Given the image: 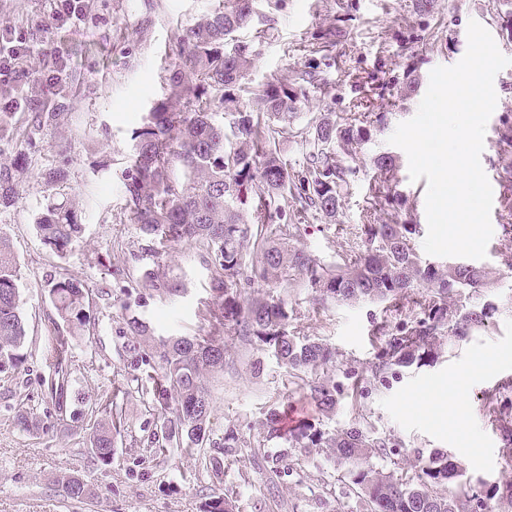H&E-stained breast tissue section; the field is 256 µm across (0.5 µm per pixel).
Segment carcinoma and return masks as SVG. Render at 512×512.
Returning a JSON list of instances; mask_svg holds the SVG:
<instances>
[{
    "instance_id": "1",
    "label": "carcinoma",
    "mask_w": 512,
    "mask_h": 512,
    "mask_svg": "<svg viewBox=\"0 0 512 512\" xmlns=\"http://www.w3.org/2000/svg\"><path fill=\"white\" fill-rule=\"evenodd\" d=\"M414 13L429 18L439 0H413ZM355 0H336L334 23L311 42V58L288 81L273 80L259 89L244 82L258 57L254 45L235 34L262 21L254 0H223L174 37L168 64L169 93L155 100L132 131L130 167L125 179L124 217L139 227L141 256L151 260L136 285L163 294L183 284L161 271L169 249L192 243L213 267L212 298L205 305L204 328L191 337L155 340L140 318H125L123 336L137 374L161 423L147 438L148 447L165 456L178 448L203 459V469L220 481L224 458L254 448L251 437L231 425L219 435L210 427L213 403L205 378L224 369V330L272 355L288 371L291 392L312 401L329 417L343 396L336 382V351L292 325L294 310L278 288L295 283L321 301L383 305L376 324L379 341L369 363L374 381L394 368L428 366L438 360L447 341H462L485 329L498 312L492 299L473 305L459 298L490 287L498 271H512V249L497 253L496 269L482 265L422 261L415 248L421 228L403 218L412 208L398 190L399 164L392 155L373 160L376 177L369 185L366 220L351 231V246L328 261L305 251L300 240L308 225L333 222L359 174L356 148L381 130L383 116L364 93L340 119L311 112L295 125L308 94L326 84L324 70L336 64L333 49L346 34ZM0 100L24 114L19 127L30 135L56 124L64 113L42 92L38 81L25 86L0 81ZM294 139L302 160L291 165L279 156V143ZM491 166L500 185L502 235L512 239V118L500 119L492 142ZM0 205L10 204L24 168L1 158ZM293 201L292 211L281 206ZM44 244L66 257L83 230L74 207L50 203L34 220ZM19 268L8 241L0 237V373L19 369L26 359L27 331L20 312ZM58 317L71 328L88 322L86 288L68 278L49 291ZM69 339L58 335L50 359L59 366ZM512 378L502 379L483 399L488 426L502 437L501 452L512 460V404L502 395ZM97 418L86 436V450L103 465L112 463L121 436L122 414L113 394L98 402ZM292 406L272 411L264 423L266 437H283ZM293 436L306 448H327L349 467L351 483L372 505V512H512V476L484 485L474 496L458 482L461 462L444 450L419 459L418 481L399 478L372 463L386 454L391 441L378 436L367 421L328 433L306 420L295 421ZM66 497L83 500L90 488L83 478L58 480ZM204 512H233L221 492L204 503Z\"/></svg>"
}]
</instances>
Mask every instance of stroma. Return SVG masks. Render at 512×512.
Returning <instances> with one entry per match:
<instances>
[{
  "label": "stroma",
  "mask_w": 512,
  "mask_h": 512,
  "mask_svg": "<svg viewBox=\"0 0 512 512\" xmlns=\"http://www.w3.org/2000/svg\"><path fill=\"white\" fill-rule=\"evenodd\" d=\"M80 13V26L55 29L46 0H0V31L8 29L37 48L33 76L42 79L53 68L54 56L43 47L60 43L70 73L79 76L58 109L68 115L65 128L49 125L32 139L0 141L6 152L25 160L28 172L15 199L0 207V236L7 239L19 265L21 312L27 327V359L19 370L0 373V512H201L203 502L223 489L234 512H370V504L349 492V476L325 448H299L280 438L267 441L263 452L285 455L278 476L268 477L257 458L231 457L222 482L199 469L196 458L171 449L158 460L144 448L143 438L154 429L157 414L146 395L127 387L131 371L124 354L122 328L129 315L139 316L155 338L195 335L203 324L202 310L209 302L212 269L193 246L181 244L165 258L167 276L180 280L183 291L175 297L142 288L123 287L115 268L138 277L141 233L120 220L125 205L123 171L128 166V140L154 98L165 85L168 54L175 29L211 13L218 0H89ZM260 13L269 14L270 31L257 39L255 28L238 33L255 44L259 56L246 76L250 86L290 79L304 65L313 32L332 23L335 0H280L268 8L257 0ZM439 34L411 48L395 36L416 27L412 0H356L347 41L337 44L339 68L330 69L331 97L311 94L302 112L347 111L355 97L358 77L372 73L377 84L402 76L408 57L419 62L415 91L393 103H383L385 126L359 146L365 167L352 183L332 223L311 224L301 243L309 252L327 259L347 249L346 226L363 221L370 162L381 154L398 158L400 188L415 199L410 219L426 224V180L411 181L408 158L388 139L398 124L414 117L426 93L431 71L451 66L464 56L469 21H477L492 35L500 52L512 58V42L501 31L492 0H442ZM62 168L67 180L61 194L47 186L44 174ZM63 198L76 206L84 233L66 257H59L38 236L36 214ZM70 278L89 290V322L70 331L58 321L49 290L58 278ZM499 306L495 323L464 341L447 344L442 356L428 366L394 370L383 381L345 390L335 415L322 417L313 403L289 394L287 374L274 357L238 339H227L224 369L207 379L214 398L211 426L223 431L228 422L259 433L271 408L290 402L296 417L320 424L327 432L353 427L359 418L394 438L404 472L415 478L417 454L443 449L458 459L471 479H497L512 474L500 452L498 433L482 420L483 394L501 376H512V274L501 276L488 290ZM297 313L304 332L335 349L344 369L361 373L375 356L372 321L380 307L371 302L341 305L317 303L310 290L281 291ZM66 335L70 353L64 370L71 399L59 410L49 385L55 368L47 358L54 336ZM468 374L465 400L459 417L443 411L422 412L414 398L438 395L450 377ZM126 386L119 395L123 425L110 465L94 464L83 450V440L95 415L81 408L76 398ZM36 417L41 428L24 431L19 411ZM77 475L91 488L79 502L64 499L59 479Z\"/></svg>",
  "instance_id": "stroma-1"
}]
</instances>
